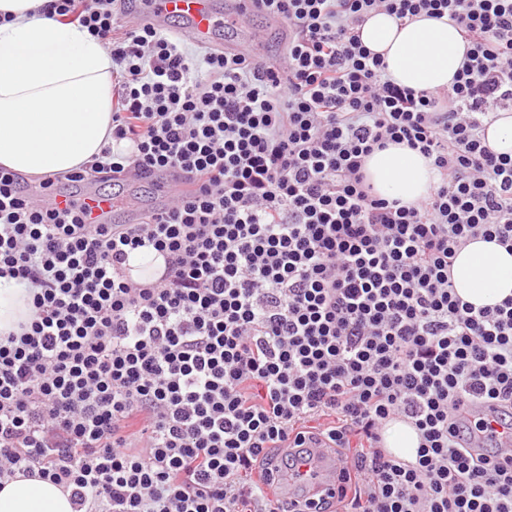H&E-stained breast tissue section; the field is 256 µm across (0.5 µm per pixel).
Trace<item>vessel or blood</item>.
I'll use <instances>...</instances> for the list:
<instances>
[{"label": "vessel or blood", "mask_w": 512, "mask_h": 512, "mask_svg": "<svg viewBox=\"0 0 512 512\" xmlns=\"http://www.w3.org/2000/svg\"><path fill=\"white\" fill-rule=\"evenodd\" d=\"M254 10L255 0H231L227 5L222 0H153L149 5L138 4L132 17L159 29L167 20L177 19L181 23L182 34L206 50L223 49L224 28L229 25L240 32L239 38L233 42L234 49L250 52L262 42L261 31L248 28L246 24ZM54 202L62 208L74 202L81 204L92 224H107L112 220L110 197L87 187L69 195L55 196ZM298 464L299 476L281 472L275 475L277 485L288 494L315 492L335 484L339 462L328 445L316 444L301 449Z\"/></svg>", "instance_id": "b4317fda"}]
</instances>
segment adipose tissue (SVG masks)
Here are the masks:
<instances>
[{
	"mask_svg": "<svg viewBox=\"0 0 512 512\" xmlns=\"http://www.w3.org/2000/svg\"><path fill=\"white\" fill-rule=\"evenodd\" d=\"M47 0H0V166L31 176L65 175L90 163L112 142V55L77 24L39 13ZM360 38L383 55L398 85L420 91L450 88L467 43L448 20L420 15L399 21L387 13L368 17ZM379 196L417 202L436 181L429 159L406 145L374 152L365 162ZM456 294L480 308L512 296V253L476 239L451 268ZM28 285L0 278V330L26 316ZM0 512H72L53 483L17 478L0 483Z\"/></svg>",
	"mask_w": 512,
	"mask_h": 512,
	"instance_id": "ef3b65f1",
	"label": "adipose tissue"
}]
</instances>
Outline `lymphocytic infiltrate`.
Instances as JSON below:
<instances>
[{
  "label": "lymphocytic infiltrate",
  "mask_w": 512,
  "mask_h": 512,
  "mask_svg": "<svg viewBox=\"0 0 512 512\" xmlns=\"http://www.w3.org/2000/svg\"><path fill=\"white\" fill-rule=\"evenodd\" d=\"M126 0H51L112 52L113 147L68 176L169 178L172 204L90 224L35 202L0 166V277L31 316L0 336V481L48 480L72 512H293L254 473L323 435L344 456L307 512H512V297L481 309L450 280L480 237L512 249V155L487 125L512 108V0H258L264 51L196 50ZM449 18L469 43L451 88L392 81L358 29L373 13ZM404 144L438 180L380 197L373 151ZM164 259L150 284L126 262ZM401 417L415 461L379 448ZM250 25L256 29H264L268 33V40L266 43V54L270 58H274L279 54L282 48V41L284 30L280 24L272 23L270 20L263 17H254L250 21Z\"/></svg>",
  "instance_id": "obj_1"
}]
</instances>
